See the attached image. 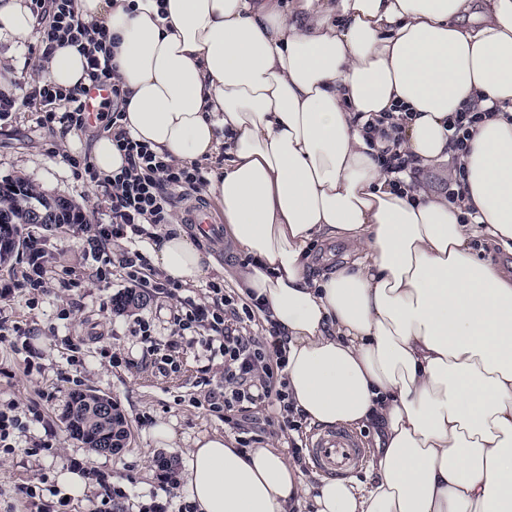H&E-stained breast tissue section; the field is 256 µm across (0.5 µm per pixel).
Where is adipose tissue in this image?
Masks as SVG:
<instances>
[{"mask_svg":"<svg viewBox=\"0 0 512 512\" xmlns=\"http://www.w3.org/2000/svg\"><path fill=\"white\" fill-rule=\"evenodd\" d=\"M105 26L132 138L208 175L230 240L252 261L237 286L287 338L288 398L312 424L377 422L373 479L308 488L280 449L196 439L185 482L196 512H512V276L479 259L477 229L512 242V0H75ZM27 0H0V38L35 40ZM76 47L47 76L90 84ZM484 117L462 152L448 118ZM407 113L400 150L419 168L458 156L475 214L387 175L369 114ZM101 176L125 165L104 133L76 140ZM341 238L343 265L311 260ZM200 231L150 251L183 284L208 275Z\"/></svg>","mask_w":512,"mask_h":512,"instance_id":"1","label":"adipose tissue"}]
</instances>
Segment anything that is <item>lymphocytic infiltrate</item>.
I'll list each match as a JSON object with an SVG mask.
<instances>
[{
  "instance_id": "lymphocytic-infiltrate-1",
  "label": "lymphocytic infiltrate",
  "mask_w": 512,
  "mask_h": 512,
  "mask_svg": "<svg viewBox=\"0 0 512 512\" xmlns=\"http://www.w3.org/2000/svg\"><path fill=\"white\" fill-rule=\"evenodd\" d=\"M32 10L48 14L49 21L38 38L43 53H51L55 44H84L87 69L92 84L106 85L112 90L111 124L117 125L126 107L125 93L103 47L107 39L104 26L87 24L75 12L74 0H30ZM83 89L69 91L57 88L50 79H42L23 98L0 92V120L9 118L20 107H34L41 127L60 129L61 133L79 131L88 124L82 110ZM113 140L123 152L126 166L110 178L101 177L90 159H71L78 175L94 185L104 187L112 220L107 224H83L79 230L94 260L101 283H109L113 266L124 269L129 281L150 286L156 293L174 299L173 323L177 332L204 329L209 337L206 347L214 358L224 362V390L208 393L204 401L209 411L231 414L246 411L248 406L266 404L272 415L265 423L289 434L293 459H300L301 449L294 433L302 429V414L296 413L288 400L286 366L287 341L277 325H269L264 336H247L242 327L253 321L255 312L249 305L238 304L226 294L222 285L210 284L211 300L198 303L181 297V284L155 275L143 249L154 240L156 229L171 223L175 197H187L206 185L199 164H178L160 158L148 145L133 140L119 129ZM129 244L120 259H112L107 248L112 241Z\"/></svg>"
}]
</instances>
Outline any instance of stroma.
<instances>
[{
    "label": "stroma",
    "instance_id": "35a3bbf8",
    "mask_svg": "<svg viewBox=\"0 0 512 512\" xmlns=\"http://www.w3.org/2000/svg\"><path fill=\"white\" fill-rule=\"evenodd\" d=\"M68 152L58 131L37 124L35 109L21 108L0 123V182L25 180L38 191L78 205L86 223H110L103 188L76 176L62 160ZM24 232L37 238L45 251L48 293L35 300L13 289L14 279L26 268V249L0 266V323L31 332L27 350L0 346V409L16 403L24 424L10 434L11 452L0 451V512H30L28 499L20 493L27 485L35 486L43 512H96L112 487L120 491L111 497L113 512H148L155 499L169 502L171 512H181L188 495L182 484L165 480L157 459L184 462L194 441L205 434L241 437L203 404L210 386L222 382V361L210 359L198 342L178 346L172 367L144 352L140 337L130 333L134 320L148 321L156 340L170 341L174 300L148 291L141 308L115 313L113 296L128 288L120 267H113L109 286H99L91 279L96 263L84 237L71 226L30 224ZM202 245L215 266L207 279L184 290L199 303L207 301L210 282L235 290L236 273L246 260L241 250L223 240L210 237ZM76 273L81 276L77 282L72 279ZM67 337L73 346L64 345ZM107 345L114 352L130 353V362L110 364L101 355ZM81 388L110 397L125 414L130 436L120 453H92L65 431L61 414L70 394ZM160 422L175 433L171 447L156 444L151 435ZM79 466L109 473V487L97 485L83 495L63 498L56 473Z\"/></svg>",
    "mask_w": 512,
    "mask_h": 512
}]
</instances>
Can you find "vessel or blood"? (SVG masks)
I'll return each instance as SVG.
<instances>
[{
	"mask_svg": "<svg viewBox=\"0 0 512 512\" xmlns=\"http://www.w3.org/2000/svg\"><path fill=\"white\" fill-rule=\"evenodd\" d=\"M309 453L320 470L335 476L356 472L365 456L358 436L343 427L317 434L310 442Z\"/></svg>",
	"mask_w": 512,
	"mask_h": 512,
	"instance_id": "vessel-or-blood-1",
	"label": "vessel or blood"
}]
</instances>
